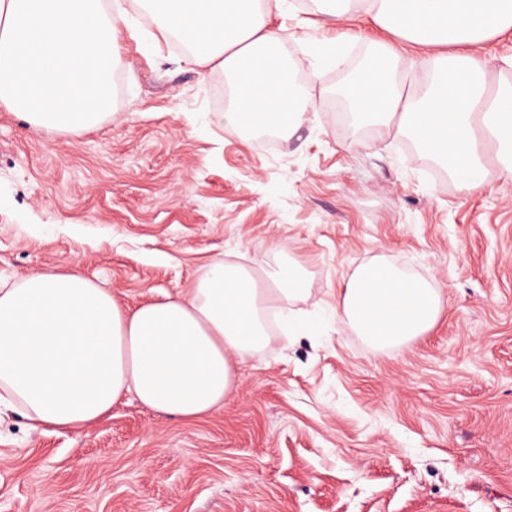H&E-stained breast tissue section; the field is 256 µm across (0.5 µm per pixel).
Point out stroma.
Here are the masks:
<instances>
[{
  "mask_svg": "<svg viewBox=\"0 0 512 512\" xmlns=\"http://www.w3.org/2000/svg\"><path fill=\"white\" fill-rule=\"evenodd\" d=\"M125 9L107 114L37 129L0 106V284L80 267L123 304L192 288L216 261L302 260L307 300L275 303L265 348L211 416L127 397L84 431L0 414V512H512V180L436 182L396 127L362 137L334 104L345 66L391 45L405 85L436 46L314 0L282 28L303 124L270 151L224 122L219 68ZM342 41L344 67L311 65ZM381 256L442 295L434 327L377 350L331 315ZM303 335H289V321Z\"/></svg>",
  "mask_w": 512,
  "mask_h": 512,
  "instance_id": "35a3bbf8",
  "label": "stroma"
}]
</instances>
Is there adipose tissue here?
<instances>
[{"label": "adipose tissue", "mask_w": 512, "mask_h": 512, "mask_svg": "<svg viewBox=\"0 0 512 512\" xmlns=\"http://www.w3.org/2000/svg\"><path fill=\"white\" fill-rule=\"evenodd\" d=\"M323 21L364 9L369 23L400 38L442 47L420 85L405 88L383 46L347 85L352 112L375 123L398 119L420 150L447 167L467 193L484 191L491 168L512 178V83L488 82L485 41L512 34V0H323ZM162 38L191 46L199 65L216 64L232 84L224 115L244 114L292 130L305 108L269 52L282 44L272 15L289 0H136ZM303 265L289 259L260 273L241 264L210 265L194 288L126 306L80 270L32 272L0 286V409L30 429L81 430L127 396L184 421L221 409L240 382L236 367L261 350L272 303L308 299ZM441 295L428 280L384 258L359 266L333 314L378 350L409 346L437 322Z\"/></svg>", "instance_id": "adipose-tissue-1"}]
</instances>
